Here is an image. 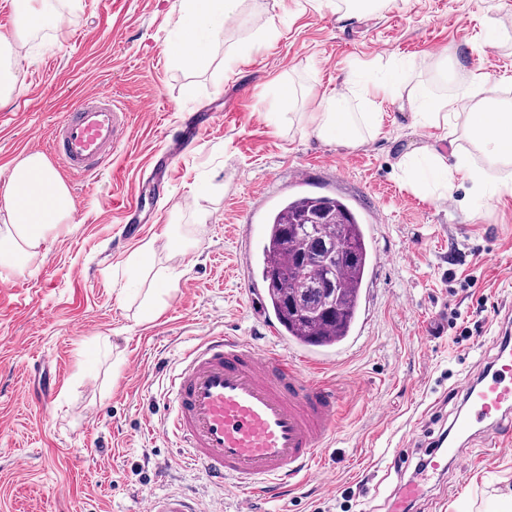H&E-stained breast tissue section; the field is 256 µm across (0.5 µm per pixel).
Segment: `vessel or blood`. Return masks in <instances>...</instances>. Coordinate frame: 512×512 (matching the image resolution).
<instances>
[{
    "mask_svg": "<svg viewBox=\"0 0 512 512\" xmlns=\"http://www.w3.org/2000/svg\"><path fill=\"white\" fill-rule=\"evenodd\" d=\"M128 113L111 94L82 92L56 123L49 146L77 178L105 166L122 139ZM490 371L462 386V407L439 450L404 482L398 504L421 498L428 476L457 459L462 441L486 434L512 443V345L497 347ZM164 431L179 456L199 464L210 481L231 482L245 503L281 497L298 477L318 475L341 418L334 385L287 354L213 332L188 346L168 371ZM145 512H203L192 495L150 498Z\"/></svg>",
    "mask_w": 512,
    "mask_h": 512,
    "instance_id": "1",
    "label": "vessel or blood"
}]
</instances>
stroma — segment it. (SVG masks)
<instances>
[{"mask_svg":"<svg viewBox=\"0 0 512 512\" xmlns=\"http://www.w3.org/2000/svg\"><path fill=\"white\" fill-rule=\"evenodd\" d=\"M172 2L48 0L66 26L20 31L18 0H0L19 88L0 112V188L15 159L48 153L51 126L83 90L132 108L110 165L68 181L70 222L23 266H0V512H142L146 498L168 493L240 512L236 491L181 462L159 405L158 359L220 330L300 364L321 358L317 376L341 395L322 477L253 512H385L404 480L395 449L426 444L433 416H453L465 379L495 352L512 307V190L486 198L460 180L445 201L416 192L397 162L424 147L469 152L491 180L497 171L465 139L415 126L407 98L384 101L378 132L352 145L305 134L299 115L347 76L419 81L444 96L485 75V97L512 101V0H385L360 19L340 17L336 0H245L239 25L196 70L167 54ZM488 16L505 39L490 41ZM270 17L278 38L249 44ZM441 52L444 70L434 64ZM197 112L212 116L198 143L169 177L153 178ZM299 168L304 192L342 196L361 216L375 257L354 333L327 352L287 343L264 308L263 280L244 275ZM137 192L145 203L122 222L118 203ZM247 223L248 245L236 232ZM177 237L192 242L189 254L176 251ZM150 239L155 268L170 275L163 286L128 280V254ZM152 292L164 310L148 320ZM56 369L54 398L36 409L27 391ZM487 443L467 442L465 468L449 464L405 512H488L512 497V447Z\"/></svg>","mask_w":512,"mask_h":512,"instance_id":"obj_1","label":"stroma"}]
</instances>
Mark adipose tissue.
Returning <instances> with one entry per match:
<instances>
[{
  "label": "adipose tissue",
  "instance_id": "1",
  "mask_svg": "<svg viewBox=\"0 0 512 512\" xmlns=\"http://www.w3.org/2000/svg\"><path fill=\"white\" fill-rule=\"evenodd\" d=\"M244 0H175L173 13L181 31L169 47L174 62L182 68L204 66L213 44L231 24L240 19ZM483 77H473L444 97L432 95L420 84L407 87L415 123L437 129L445 137L464 135L494 166H512V103L481 98ZM393 84L358 85L342 81L336 91L323 94L318 111L303 113L307 132L343 144L355 142L361 129H376L378 113L346 112L343 103L351 96L374 104L376 98L396 92ZM401 171L409 183L434 199L450 195L457 179L470 180L484 197L496 194L497 183L474 168L466 154L454 161L430 147L406 156ZM73 201L66 184L46 157L38 152L24 155L9 169L0 191V264H16L24 256L38 253L47 234L68 223Z\"/></svg>",
  "mask_w": 512,
  "mask_h": 512
}]
</instances>
